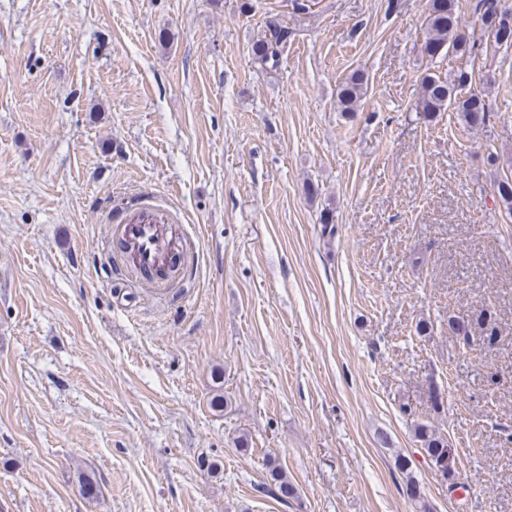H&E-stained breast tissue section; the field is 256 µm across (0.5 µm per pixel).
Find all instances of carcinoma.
Returning a JSON list of instances; mask_svg holds the SVG:
<instances>
[{
  "label": "carcinoma",
  "mask_w": 512,
  "mask_h": 512,
  "mask_svg": "<svg viewBox=\"0 0 512 512\" xmlns=\"http://www.w3.org/2000/svg\"><path fill=\"white\" fill-rule=\"evenodd\" d=\"M475 12L479 14L485 29L495 32L496 44L506 47L512 45V8L503 7L502 0H477ZM283 34L284 30L276 29L271 38L255 43L254 54L259 63H278ZM474 49L475 44L460 30L457 0H429L427 34L421 47L422 53L432 60L452 56L462 61L469 59ZM469 79L470 74L464 63L445 78L433 72L424 73L420 80L417 109L426 118L452 110L467 129L488 127L492 113L488 112L483 98L478 95H461ZM366 92L364 75L353 73L338 92L341 111H356ZM495 198L500 206L512 212V178L506 177L497 182ZM414 436L420 442L427 459L438 465L443 475L448 476L454 472V468L448 467L450 448L447 438L425 423L415 425ZM268 473L277 492L283 498H288L293 489L286 475L277 466L269 467Z\"/></svg>",
  "instance_id": "obj_1"
}]
</instances>
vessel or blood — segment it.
Here are the masks:
<instances>
[{"label": "vessel or blood", "mask_w": 512, "mask_h": 512, "mask_svg": "<svg viewBox=\"0 0 512 512\" xmlns=\"http://www.w3.org/2000/svg\"><path fill=\"white\" fill-rule=\"evenodd\" d=\"M117 231L122 245L119 261L144 271L167 266L188 253V240L179 236L173 224L157 212L124 210Z\"/></svg>", "instance_id": "obj_1"}]
</instances>
